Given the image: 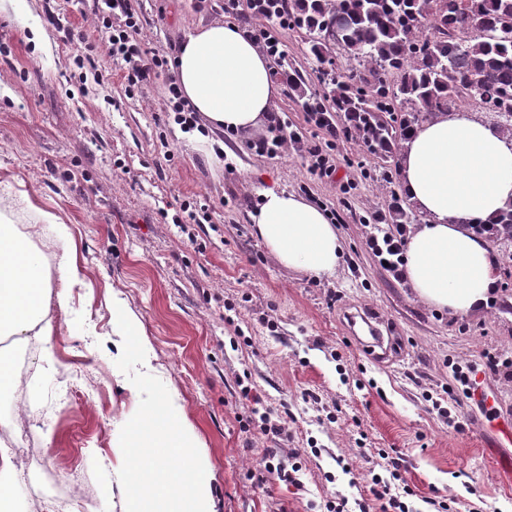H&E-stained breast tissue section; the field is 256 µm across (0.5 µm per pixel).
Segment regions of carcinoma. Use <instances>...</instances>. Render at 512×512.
Here are the masks:
<instances>
[{"label":"carcinoma","mask_w":512,"mask_h":512,"mask_svg":"<svg viewBox=\"0 0 512 512\" xmlns=\"http://www.w3.org/2000/svg\"><path fill=\"white\" fill-rule=\"evenodd\" d=\"M336 20L345 62L322 35ZM288 21L309 33L315 62L330 66L311 85L288 75L306 112H341L352 134L383 161L400 155L410 131L465 100L497 119L512 136V0H290ZM391 224L423 216L397 194ZM499 271L512 277V210L491 236Z\"/></svg>","instance_id":"1"}]
</instances>
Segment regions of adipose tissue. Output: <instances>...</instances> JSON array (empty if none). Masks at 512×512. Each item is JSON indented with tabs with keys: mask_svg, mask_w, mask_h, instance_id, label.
I'll return each mask as SVG.
<instances>
[{
	"mask_svg": "<svg viewBox=\"0 0 512 512\" xmlns=\"http://www.w3.org/2000/svg\"><path fill=\"white\" fill-rule=\"evenodd\" d=\"M173 71L207 130L253 131L273 104L266 56L231 23L213 22L189 34ZM400 182L423 216L404 251L405 279L415 297L457 314L481 310L495 291L497 270L488 240L473 227L512 207V136L465 112L438 115L406 140ZM250 219L279 265L318 278L335 273L342 246L322 207L269 190ZM42 223L70 242L59 216L41 212ZM39 224L23 230L0 216V336L46 343L54 330L50 302L66 306L69 288L85 276L70 256L49 267L32 245ZM125 386L138 408L114 422L112 479L121 512H215L212 474L196 461L197 442L179 395L164 383L130 379Z\"/></svg>",
	"mask_w": 512,
	"mask_h": 512,
	"instance_id": "obj_1",
	"label": "adipose tissue"
}]
</instances>
